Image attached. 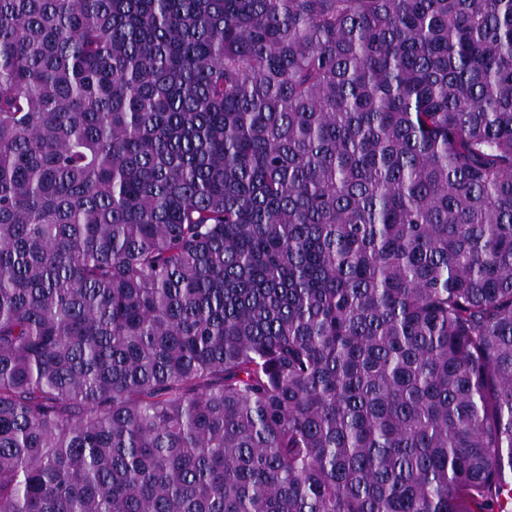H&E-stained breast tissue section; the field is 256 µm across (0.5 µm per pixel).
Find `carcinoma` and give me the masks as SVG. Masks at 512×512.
Returning <instances> with one entry per match:
<instances>
[{"mask_svg": "<svg viewBox=\"0 0 512 512\" xmlns=\"http://www.w3.org/2000/svg\"><path fill=\"white\" fill-rule=\"evenodd\" d=\"M0 512H512V0H0Z\"/></svg>", "mask_w": 512, "mask_h": 512, "instance_id": "obj_1", "label": "carcinoma"}]
</instances>
